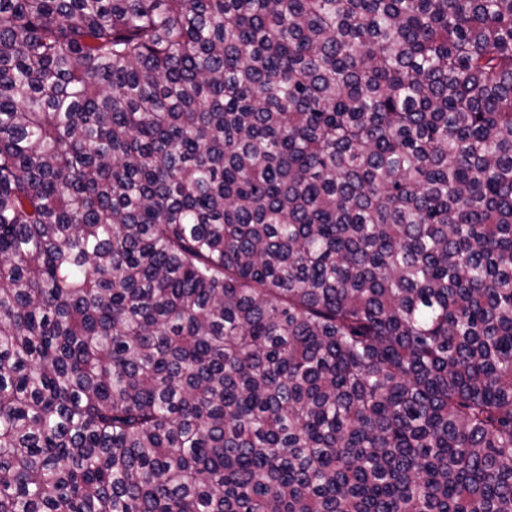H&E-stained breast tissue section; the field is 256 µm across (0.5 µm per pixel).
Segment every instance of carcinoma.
I'll use <instances>...</instances> for the list:
<instances>
[{"label": "carcinoma", "mask_w": 512, "mask_h": 512, "mask_svg": "<svg viewBox=\"0 0 512 512\" xmlns=\"http://www.w3.org/2000/svg\"><path fill=\"white\" fill-rule=\"evenodd\" d=\"M0 512H512V0H0Z\"/></svg>", "instance_id": "cac0c4a2"}]
</instances>
